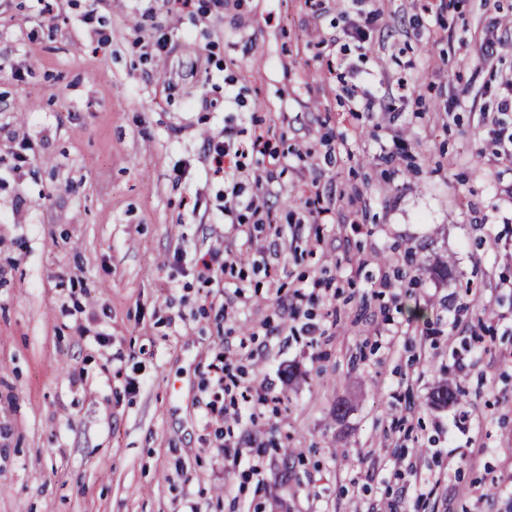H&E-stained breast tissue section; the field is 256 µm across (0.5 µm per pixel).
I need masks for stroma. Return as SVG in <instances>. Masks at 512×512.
I'll return each instance as SVG.
<instances>
[{
	"instance_id": "stroma-1",
	"label": "stroma",
	"mask_w": 512,
	"mask_h": 512,
	"mask_svg": "<svg viewBox=\"0 0 512 512\" xmlns=\"http://www.w3.org/2000/svg\"><path fill=\"white\" fill-rule=\"evenodd\" d=\"M431 3L366 0L344 55L352 0H0V512H512V0ZM340 57L382 108L352 111ZM255 119L285 160L242 240L206 139ZM297 288L317 339L276 304ZM242 341L283 400L238 428L253 476L204 418Z\"/></svg>"
}]
</instances>
